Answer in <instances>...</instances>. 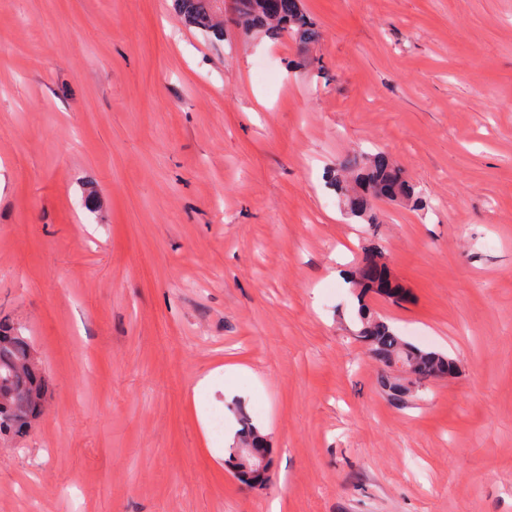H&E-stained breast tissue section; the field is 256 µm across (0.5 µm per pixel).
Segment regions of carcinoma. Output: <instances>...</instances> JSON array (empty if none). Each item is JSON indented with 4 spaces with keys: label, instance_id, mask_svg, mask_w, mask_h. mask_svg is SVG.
<instances>
[{
    "label": "carcinoma",
    "instance_id": "carcinoma-1",
    "mask_svg": "<svg viewBox=\"0 0 512 512\" xmlns=\"http://www.w3.org/2000/svg\"><path fill=\"white\" fill-rule=\"evenodd\" d=\"M180 15L191 27L201 31L221 28L216 0H176ZM284 15L272 21L265 15L262 0H241L236 25L243 33L258 30L275 35L286 32L304 46L318 41L320 33L316 25L304 14L301 0H284ZM336 191L342 196L348 214L367 224L378 223L375 202L378 200L404 201L412 205L421 204L415 186L409 181L402 167L383 151L367 153L359 159H347L336 167L334 179ZM378 265L375 251L363 252L356 270L353 286L365 294L381 287L383 275L375 270ZM360 328L357 335L368 341L376 360L391 367L393 359L405 361L412 376L403 384L392 376L382 379L390 398L403 402L412 388H420L429 381L450 377L456 373L455 361L448 356L422 350L405 341L387 322L372 316L362 307L358 311ZM32 351L30 337L22 328L0 326V421L6 415L20 416L23 421L10 429V433L21 436L37 419L43 398L48 392V381L43 366L19 368ZM242 430L235 447L229 449L227 464L246 475L251 466L245 465L243 449L253 448L264 456H270L265 436L245 415L241 416Z\"/></svg>",
    "mask_w": 512,
    "mask_h": 512
}]
</instances>
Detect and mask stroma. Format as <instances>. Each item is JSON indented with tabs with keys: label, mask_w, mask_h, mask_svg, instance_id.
Returning a JSON list of instances; mask_svg holds the SVG:
<instances>
[{
	"label": "stroma",
	"mask_w": 512,
	"mask_h": 512,
	"mask_svg": "<svg viewBox=\"0 0 512 512\" xmlns=\"http://www.w3.org/2000/svg\"><path fill=\"white\" fill-rule=\"evenodd\" d=\"M302 3L321 71L173 0H0V320L50 381L0 512H512V0ZM378 150L424 205L350 223L326 171ZM367 248L407 293L371 313L458 366L402 404ZM180 15L191 27L201 31H214L222 28L219 21L220 15L214 6L221 10L224 8V0H176ZM373 266H378L375 251L365 249L359 261L356 276L353 281V286L355 288H360V293L362 295L368 292L376 293L374 288H381L383 275L375 270ZM241 421L242 430L239 432L235 447L229 448V456L226 462L230 468L241 472L242 484L253 487L251 483H263V480L258 474H255L251 480L246 479L247 469L251 470V463L246 459L245 452L240 450L241 448H253L268 457L270 464V448L265 436L250 422L246 415L241 416ZM246 461L248 462L247 466L245 465Z\"/></svg>",
	"instance_id": "stroma-1"
}]
</instances>
